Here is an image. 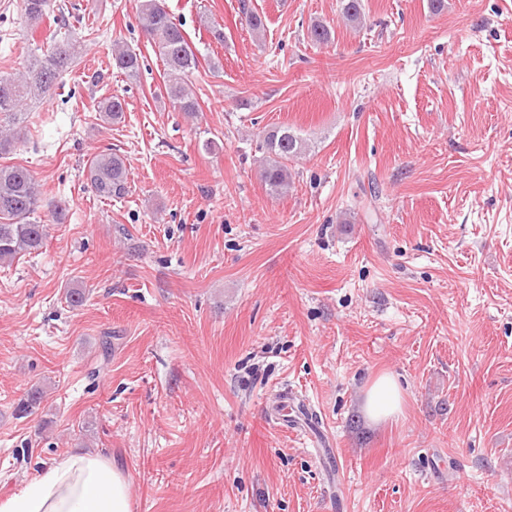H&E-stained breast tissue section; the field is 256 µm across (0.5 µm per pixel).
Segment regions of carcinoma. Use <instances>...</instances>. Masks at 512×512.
Masks as SVG:
<instances>
[{"mask_svg":"<svg viewBox=\"0 0 512 512\" xmlns=\"http://www.w3.org/2000/svg\"><path fill=\"white\" fill-rule=\"evenodd\" d=\"M21 10L30 25L58 11L61 27H70L65 7L56 0H21ZM141 31L163 63V87L173 108L193 115L199 111L198 99L188 85L198 68L194 48L174 17L160 0H137ZM240 12L251 32L259 37L265 31V18L241 0ZM80 42L66 34L52 50L35 54L22 71L0 77V155L10 153L25 138L23 104L39 98L54 87L61 75L74 67L80 55ZM112 64L129 80L140 74V55L127 45L112 49ZM125 102L119 96L101 102L100 112L109 123L121 121ZM265 148L269 160L260 170V180L271 194L288 192L291 173L288 162L304 149V140L292 128L281 126L266 133ZM87 187L98 197L112 200L128 192V170L123 157L107 148L91 160ZM41 191L35 176L17 165H0V263L10 264L26 253L40 250L46 237V225L37 219Z\"/></svg>","mask_w":512,"mask_h":512,"instance_id":"obj_1","label":"carcinoma"}]
</instances>
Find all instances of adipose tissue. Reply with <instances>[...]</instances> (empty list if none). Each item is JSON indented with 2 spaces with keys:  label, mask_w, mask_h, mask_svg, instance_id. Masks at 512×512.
I'll return each mask as SVG.
<instances>
[{
  "label": "adipose tissue",
  "mask_w": 512,
  "mask_h": 512,
  "mask_svg": "<svg viewBox=\"0 0 512 512\" xmlns=\"http://www.w3.org/2000/svg\"><path fill=\"white\" fill-rule=\"evenodd\" d=\"M401 404V389L392 376H380L368 389L366 409L373 418L397 416ZM0 512H131V498L127 478L111 458L72 451L1 495Z\"/></svg>",
  "instance_id": "ef3b65f1"
}]
</instances>
